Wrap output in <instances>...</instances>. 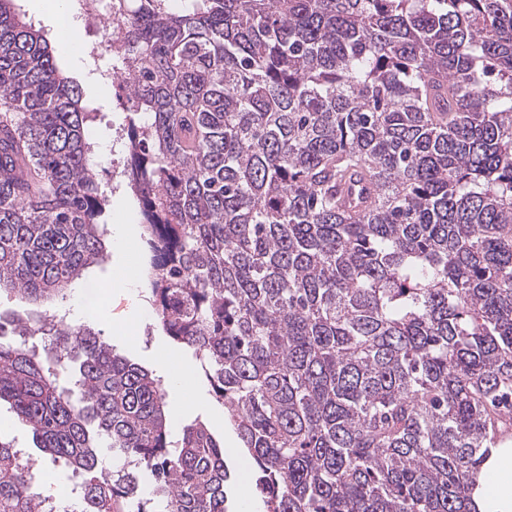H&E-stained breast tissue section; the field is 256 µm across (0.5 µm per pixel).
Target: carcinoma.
Listing matches in <instances>:
<instances>
[{
    "label": "carcinoma",
    "mask_w": 512,
    "mask_h": 512,
    "mask_svg": "<svg viewBox=\"0 0 512 512\" xmlns=\"http://www.w3.org/2000/svg\"><path fill=\"white\" fill-rule=\"evenodd\" d=\"M116 21L145 288L263 512H480L512 448V0H119ZM57 57L0 0V290L29 302L109 250L96 113ZM36 331L69 387L0 331V403L82 474L72 512H228L205 421L171 441L148 369ZM17 458L0 440V512H41Z\"/></svg>",
    "instance_id": "carcinoma-1"
}]
</instances>
